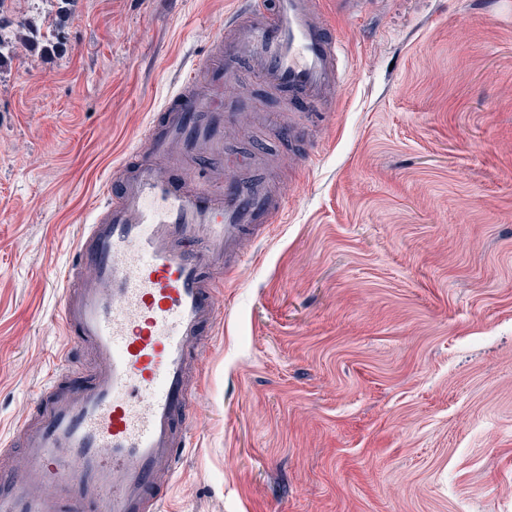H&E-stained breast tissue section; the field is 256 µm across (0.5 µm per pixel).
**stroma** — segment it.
Masks as SVG:
<instances>
[{
	"label": "stroma",
	"instance_id": "1",
	"mask_svg": "<svg viewBox=\"0 0 512 512\" xmlns=\"http://www.w3.org/2000/svg\"><path fill=\"white\" fill-rule=\"evenodd\" d=\"M239 0H0L59 49L0 54V441L66 367L56 323L82 226ZM335 106L287 102L232 150L288 209L217 297L192 447L162 512H512V0H326Z\"/></svg>",
	"mask_w": 512,
	"mask_h": 512
}]
</instances>
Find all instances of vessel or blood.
Segmentation results:
<instances>
[{
    "instance_id": "vessel-or-blood-1",
    "label": "vessel or blood",
    "mask_w": 512,
    "mask_h": 512,
    "mask_svg": "<svg viewBox=\"0 0 512 512\" xmlns=\"http://www.w3.org/2000/svg\"><path fill=\"white\" fill-rule=\"evenodd\" d=\"M340 54L322 0H248L151 117L61 277L76 292L59 321L102 367L20 430L29 471L56 491L0 469V512H145L189 445L174 421L192 407L191 352L224 286L202 268L234 270L243 241L288 206L255 153L224 150L243 79L310 103V123L335 102Z\"/></svg>"
}]
</instances>
